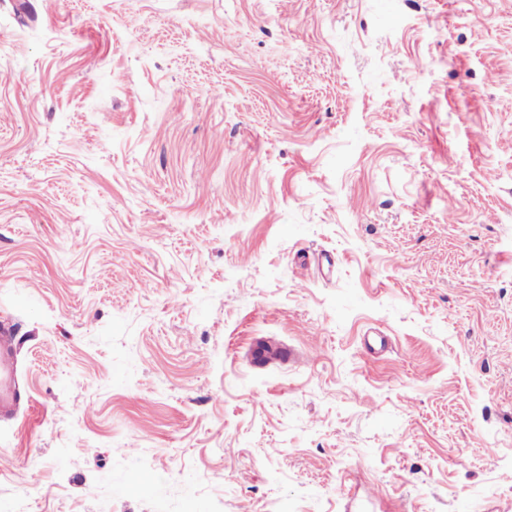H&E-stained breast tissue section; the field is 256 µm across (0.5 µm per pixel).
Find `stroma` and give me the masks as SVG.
Returning <instances> with one entry per match:
<instances>
[{"label": "stroma", "instance_id": "obj_1", "mask_svg": "<svg viewBox=\"0 0 512 512\" xmlns=\"http://www.w3.org/2000/svg\"><path fill=\"white\" fill-rule=\"evenodd\" d=\"M2 321L25 512H512V0H0ZM17 363L14 331L11 325L2 322L0 326V417L13 414L22 401Z\"/></svg>", "mask_w": 512, "mask_h": 512}]
</instances>
